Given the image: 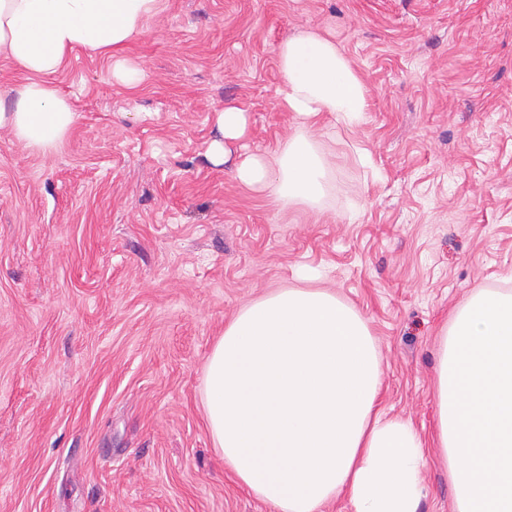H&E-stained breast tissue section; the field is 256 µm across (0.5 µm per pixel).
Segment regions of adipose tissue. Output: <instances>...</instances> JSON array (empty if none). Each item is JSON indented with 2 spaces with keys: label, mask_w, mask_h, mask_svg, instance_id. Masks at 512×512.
I'll list each match as a JSON object with an SVG mask.
<instances>
[{
  "label": "adipose tissue",
  "mask_w": 512,
  "mask_h": 512,
  "mask_svg": "<svg viewBox=\"0 0 512 512\" xmlns=\"http://www.w3.org/2000/svg\"><path fill=\"white\" fill-rule=\"evenodd\" d=\"M165 0H0V56L25 74L0 127L44 152L74 122L50 78L76 49L110 58L112 78L135 88L128 45ZM279 103L296 119L276 151L235 168L242 184L317 208L331 155L316 143L322 115L352 128L367 88L331 39L311 31L282 41ZM217 164L248 131L246 111L225 106ZM380 362L366 320L320 288H281L244 307L204 369L203 405L224 464L275 512H321L346 496L353 512H416L424 444L378 407ZM435 445L448 461L456 512H512V294L472 297L442 334L435 379Z\"/></svg>",
  "instance_id": "ef3b65f1"
}]
</instances>
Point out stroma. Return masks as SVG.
<instances>
[{
  "mask_svg": "<svg viewBox=\"0 0 512 512\" xmlns=\"http://www.w3.org/2000/svg\"><path fill=\"white\" fill-rule=\"evenodd\" d=\"M305 29L368 89L318 214L208 155L228 104L248 152L291 136L276 49ZM127 55L132 89L82 48L52 76L56 149L0 128V512H274L216 454L204 367L301 269L369 325L379 407L425 443L418 512H455L435 366L471 297L512 294V0H165Z\"/></svg>",
  "mask_w": 512,
  "mask_h": 512,
  "instance_id": "obj_1",
  "label": "stroma"
}]
</instances>
